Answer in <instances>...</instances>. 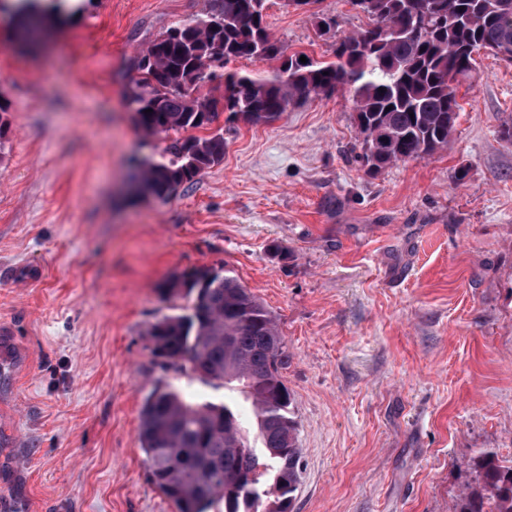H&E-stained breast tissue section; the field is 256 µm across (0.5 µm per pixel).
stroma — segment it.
<instances>
[{"label": "stroma", "mask_w": 512, "mask_h": 512, "mask_svg": "<svg viewBox=\"0 0 512 512\" xmlns=\"http://www.w3.org/2000/svg\"><path fill=\"white\" fill-rule=\"evenodd\" d=\"M207 0H84L33 49L0 13V500L16 512H177L139 440L171 382L145 336L175 274L229 270L288 347L302 467L294 512H448L483 451L512 458V63L481 55L447 147L369 173L342 94L249 124L167 201L130 196L145 139L139 52ZM338 18L322 35L318 15ZM288 52L334 57L366 18L270 0ZM467 168L463 182L453 173Z\"/></svg>", "instance_id": "obj_1"}]
</instances>
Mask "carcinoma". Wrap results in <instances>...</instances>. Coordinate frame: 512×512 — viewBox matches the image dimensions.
Returning <instances> with one entry per match:
<instances>
[{
  "label": "carcinoma",
  "mask_w": 512,
  "mask_h": 512,
  "mask_svg": "<svg viewBox=\"0 0 512 512\" xmlns=\"http://www.w3.org/2000/svg\"><path fill=\"white\" fill-rule=\"evenodd\" d=\"M10 2L22 42L26 26L44 24V0ZM209 2L135 61L126 97L145 135L204 128L220 107L265 122L294 101L340 93L355 112L358 159L379 171L448 146L457 89L475 79L480 50L512 62V0H351L367 24L340 37L334 60L304 63L299 53L285 55L268 30L269 0ZM238 59L280 65L258 77L226 69ZM223 159L221 133L175 138L142 166L141 195L166 201ZM163 291L187 305L148 327L154 355L178 375L236 392L251 408V428L242 425L239 403L199 401L169 383L154 388L139 432L152 481L177 512H208L221 501L224 512H293L301 451L275 317L228 271L183 272ZM474 465L477 483L451 512H512V462L482 452Z\"/></svg>",
  "instance_id": "obj_1"
}]
</instances>
